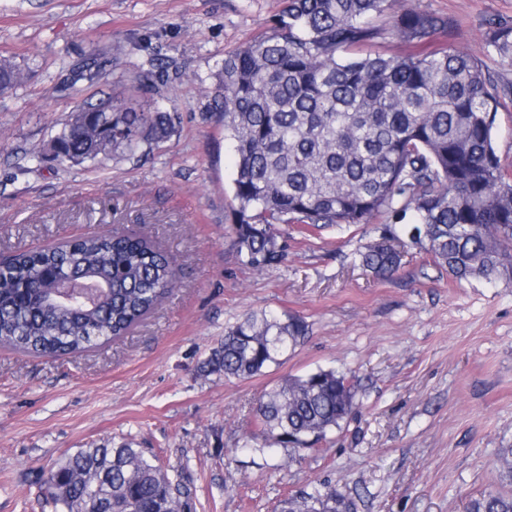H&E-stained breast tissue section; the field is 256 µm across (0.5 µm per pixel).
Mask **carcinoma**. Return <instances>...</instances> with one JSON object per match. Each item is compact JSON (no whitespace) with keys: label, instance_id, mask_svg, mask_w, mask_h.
Listing matches in <instances>:
<instances>
[{"label":"carcinoma","instance_id":"obj_1","mask_svg":"<svg viewBox=\"0 0 512 512\" xmlns=\"http://www.w3.org/2000/svg\"><path fill=\"white\" fill-rule=\"evenodd\" d=\"M268 29L224 55L217 73L224 137L233 146V244L258 272L281 262V224L320 231L370 224L379 238L359 247L358 265L394 275L403 258L390 245L415 243L454 280L512 285V174L498 156L493 125L500 101L482 61L461 51L395 58L378 49L387 17L406 41H423L448 19L397 8L398 0H283ZM21 71L0 59V93ZM112 107V148L131 152L166 138L163 112ZM59 151L96 159L67 125ZM44 271L106 280L97 301L60 303ZM176 260L146 238L105 233L19 253L0 266V345L60 357L125 335L176 287ZM309 333L290 316L252 311L224 329L206 363L226 379L253 377ZM346 375L318 369L290 377L256 407L273 443L303 448L354 411ZM498 471L511 491L473 500L469 512H512V447ZM46 497L62 512H191V493L141 448H85L47 473ZM288 512H351L345 497L318 489L284 501Z\"/></svg>","mask_w":512,"mask_h":512}]
</instances>
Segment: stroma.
<instances>
[{"instance_id": "1", "label": "stroma", "mask_w": 512, "mask_h": 512, "mask_svg": "<svg viewBox=\"0 0 512 512\" xmlns=\"http://www.w3.org/2000/svg\"><path fill=\"white\" fill-rule=\"evenodd\" d=\"M445 17L423 42L485 62L502 108L495 145L512 165V0H402ZM282 0H0V57L24 78L0 95V259L92 233L146 237L174 256L177 288L125 336L58 357L0 347V512H55L44 471L82 448L134 443L181 473L192 512H279L330 489L356 512H468L500 491L512 446V287L453 281L414 255L377 279L352 263L373 224L316 235L283 226L285 258L258 273L232 245L234 155L217 109L227 52L265 31ZM97 82L78 80L90 59ZM170 115L165 139L79 165L47 159L83 101L104 95ZM267 310L310 333L245 380L203 374L227 326ZM347 374L356 409L307 448L263 449L256 403L284 378Z\"/></svg>"}]
</instances>
